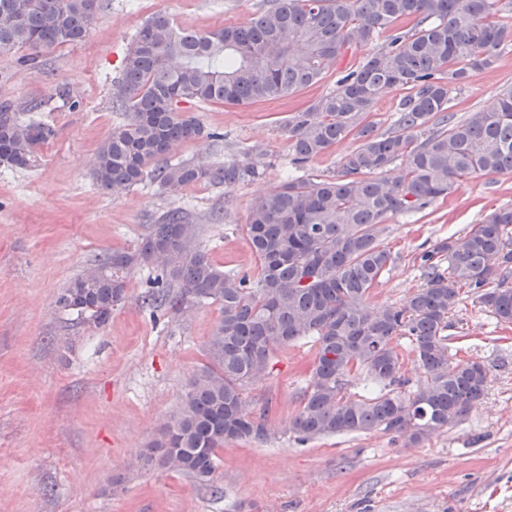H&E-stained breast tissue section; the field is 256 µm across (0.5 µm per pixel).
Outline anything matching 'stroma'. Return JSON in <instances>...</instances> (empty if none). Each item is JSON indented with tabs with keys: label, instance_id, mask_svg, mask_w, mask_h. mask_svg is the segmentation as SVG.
Masks as SVG:
<instances>
[{
	"label": "stroma",
	"instance_id": "obj_1",
	"mask_svg": "<svg viewBox=\"0 0 512 512\" xmlns=\"http://www.w3.org/2000/svg\"><path fill=\"white\" fill-rule=\"evenodd\" d=\"M266 0H97L85 40L43 53L38 69L23 53H0V102L37 118L56 136L27 169L0 166V512H512V325L463 298L449 315L454 360L489 372L485 396L454 426L417 446L386 434L298 442L288 422L301 408L316 355L312 339L280 349L273 370L245 393L251 415L268 413L264 441H227L215 485L184 473L141 468L140 453L179 410L207 364L217 305L175 314L143 307L151 268L131 272L124 300L102 326L56 301L100 255L136 247L169 210L186 211L198 243L217 266L255 272L243 233L253 200L297 171L285 120L334 88L374 44L357 46L320 82L288 99L248 106L190 104L186 110L218 141L199 139L177 160L228 162L241 147L260 151L256 175L225 187L190 185L173 193L143 183L122 194L101 189L91 167L97 147L125 113L113 108L126 50L140 25L162 13L182 28L247 24ZM66 86L60 99L57 86ZM512 86V47L495 65L450 93L463 118L496 105ZM512 205V173L459 181L429 213L390 222L395 258L375 290L398 304L425 283L421 257L437 241L469 231ZM214 485V486H215Z\"/></svg>",
	"mask_w": 512,
	"mask_h": 512
}]
</instances>
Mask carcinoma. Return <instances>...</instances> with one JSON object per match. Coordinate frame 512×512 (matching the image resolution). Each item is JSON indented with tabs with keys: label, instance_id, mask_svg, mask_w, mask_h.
<instances>
[{
	"label": "carcinoma",
	"instance_id": "1",
	"mask_svg": "<svg viewBox=\"0 0 512 512\" xmlns=\"http://www.w3.org/2000/svg\"><path fill=\"white\" fill-rule=\"evenodd\" d=\"M23 0H0V52L24 48L34 64L47 49L82 42L97 20L96 0H39L21 27L10 23ZM503 0H270L247 25L189 31L156 14L136 32L124 58L114 108L126 121L97 148L92 177L114 193L143 182L179 191L200 183L231 186L256 174L252 155L224 164L171 161L176 148L204 134L180 110L191 101L246 106L288 98L319 81L357 43L385 37L336 86L288 116L293 163L356 146L333 176L291 178L257 197L243 225L258 266L253 277L226 273L196 245L197 225L172 209L134 249L94 260L58 298L97 326L126 294L132 270L155 277L142 305L174 313L217 303L222 319L206 344L208 363L144 456L213 484L217 451L229 440H264L268 413L245 412L244 392L270 373L275 352L301 338L318 345L311 383L288 432L300 442L336 434L380 432L418 444L460 422L486 394L488 370L451 361L448 315L461 295L512 324V207L500 208L463 235L422 256L426 283L400 304L376 306L372 290L393 263L388 221L447 197L457 181L512 171V88L498 107L462 119L449 92L491 68L512 46ZM401 88L397 119L377 132L368 116ZM55 130L0 103V165L27 168ZM393 177L384 172L395 162ZM448 263L439 269L440 262ZM426 374L409 389L400 340ZM375 393L344 395L353 369Z\"/></svg>",
	"mask_w": 512,
	"mask_h": 512
}]
</instances>
